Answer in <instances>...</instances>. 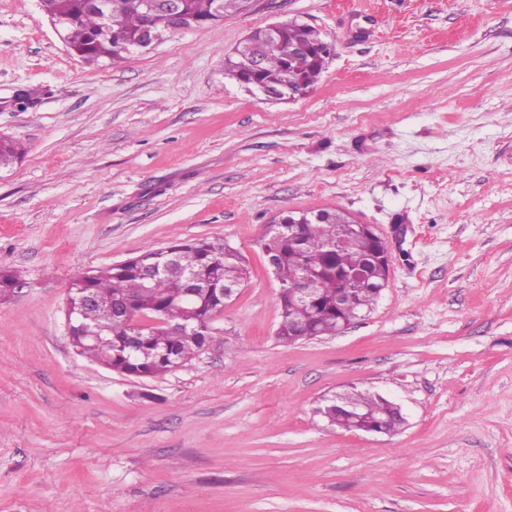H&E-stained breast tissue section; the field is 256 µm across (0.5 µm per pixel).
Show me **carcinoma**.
Masks as SVG:
<instances>
[{
	"mask_svg": "<svg viewBox=\"0 0 512 512\" xmlns=\"http://www.w3.org/2000/svg\"><path fill=\"white\" fill-rule=\"evenodd\" d=\"M61 20L62 37L73 55L87 64H116L126 53L115 48L132 43L147 27L149 17L137 0H112V44L98 37L99 14L86 7V0H53ZM186 23L192 28L209 26L221 18L246 10L245 0H184ZM304 44L301 53L297 44ZM328 42L312 25L290 21L275 41L258 29L247 36L227 58L226 70L237 73L242 84H260L272 90H309L319 80L330 58ZM259 67L251 69L250 63ZM25 154L16 140L0 136V168ZM301 214L282 218L263 240L266 256L274 260L273 274L279 282L278 304L281 328L277 339L294 344L334 336L343 324L371 312L378 288L388 280L389 268L378 262L383 253L379 240L358 237L336 248V232L344 214L331 210L320 221L300 227L301 240L291 237L293 222ZM365 271L368 282L356 286L347 277ZM250 277L245 256L222 240L199 238L174 242L166 247H146L139 254L100 270H93L70 283L68 303L78 306L88 290L99 299L122 297L128 302V324L109 321L97 306H85L69 338L78 354L128 377L156 376L193 359L199 352L224 344V330L213 325L224 309V290L240 288ZM193 279L195 296H187V279ZM21 275L0 269V299L14 295ZM314 288L311 304L295 302L291 289L302 283ZM341 301H336L339 291ZM157 323L135 328L141 318ZM328 425L347 431L377 429L397 432L406 418L391 400L355 386L342 394L324 395L315 407Z\"/></svg>",
	"mask_w": 512,
	"mask_h": 512,
	"instance_id": "carcinoma-1",
	"label": "carcinoma"
}]
</instances>
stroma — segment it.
Listing matches in <instances>:
<instances>
[{"label":"stroma","instance_id":"obj_1","mask_svg":"<svg viewBox=\"0 0 512 512\" xmlns=\"http://www.w3.org/2000/svg\"><path fill=\"white\" fill-rule=\"evenodd\" d=\"M288 20L334 53L270 101L224 60ZM0 136L26 148L0 169V269L26 280L0 300V512H512V0H257L103 67L0 0ZM323 208L375 225L389 279L285 345L262 242ZM198 238L250 268L223 347L144 378L76 353L74 278ZM351 384L406 425L327 426Z\"/></svg>","mask_w":512,"mask_h":512}]
</instances>
